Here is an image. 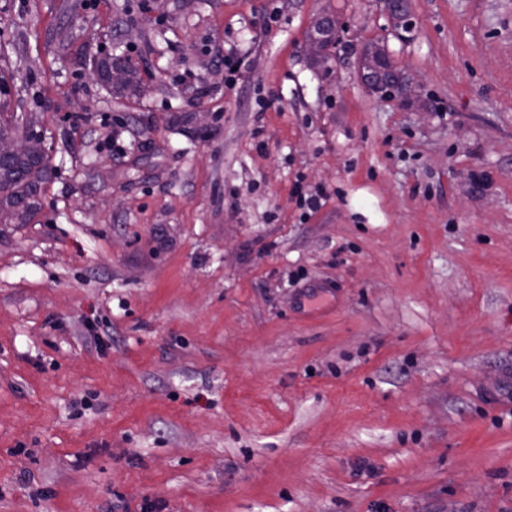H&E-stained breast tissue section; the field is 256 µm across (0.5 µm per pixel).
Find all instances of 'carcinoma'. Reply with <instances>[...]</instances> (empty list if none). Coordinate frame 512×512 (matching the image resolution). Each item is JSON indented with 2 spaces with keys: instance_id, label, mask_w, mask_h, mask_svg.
Wrapping results in <instances>:
<instances>
[{
  "instance_id": "carcinoma-1",
  "label": "carcinoma",
  "mask_w": 512,
  "mask_h": 512,
  "mask_svg": "<svg viewBox=\"0 0 512 512\" xmlns=\"http://www.w3.org/2000/svg\"><path fill=\"white\" fill-rule=\"evenodd\" d=\"M97 72L100 80L116 92L140 88L139 72L117 53L101 60ZM47 177V160L39 155L0 160V220L28 223L38 209Z\"/></svg>"
}]
</instances>
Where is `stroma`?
Segmentation results:
<instances>
[{
    "mask_svg": "<svg viewBox=\"0 0 512 512\" xmlns=\"http://www.w3.org/2000/svg\"><path fill=\"white\" fill-rule=\"evenodd\" d=\"M409 7L0 0L50 168L0 224V512H512V0ZM342 30V21L335 16L322 14L316 18L304 42L308 57L316 63H328L331 57L329 35L334 33L336 39ZM357 67L363 85L374 94H382L396 88L400 99L410 103L418 98L419 85L399 65L385 68L383 57L366 46L357 60ZM97 72L100 80L109 85L114 92L136 91L140 88L139 72L117 53H112L111 56L101 60L98 63Z\"/></svg>",
    "mask_w": 512,
    "mask_h": 512,
    "instance_id": "1",
    "label": "stroma"
}]
</instances>
